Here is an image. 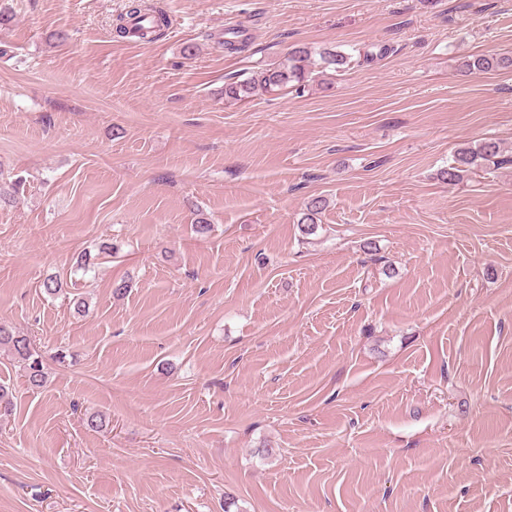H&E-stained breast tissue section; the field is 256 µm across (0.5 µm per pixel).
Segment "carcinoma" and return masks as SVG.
Masks as SVG:
<instances>
[{"label": "carcinoma", "instance_id": "cac0c4a2", "mask_svg": "<svg viewBox=\"0 0 512 512\" xmlns=\"http://www.w3.org/2000/svg\"><path fill=\"white\" fill-rule=\"evenodd\" d=\"M149 11L155 18L153 38L157 39L165 34L168 27L166 12L157 5L145 7L140 0H130L126 14L118 19L116 32L121 37L130 35L128 23L140 16L144 11ZM351 63L349 54L336 49L325 48L313 56L311 51L304 47L293 49L286 60L276 66L265 69L257 79L231 81L224 83V99L229 102H240L249 99L259 93H272L284 89L301 90L306 82L313 76L324 77L328 72H343ZM461 69L465 72H491L512 70V55H487L476 56L461 62ZM501 156L500 146L497 142L488 140L477 147H461L454 153L453 162L448 168L440 171L441 179L450 184L463 181L470 173L481 170L489 164H509L512 158H504L495 161ZM326 206V200L322 197L310 199L306 206V212L300 219L302 231L312 234L315 231L317 215ZM111 249V244L102 243L98 247V253L84 252L78 269L85 273L95 269L98 255ZM5 347L23 364L26 383L32 388H41L46 384L41 355L31 345V340L23 335L15 334L12 330L0 325V347Z\"/></svg>", "mask_w": 512, "mask_h": 512}]
</instances>
